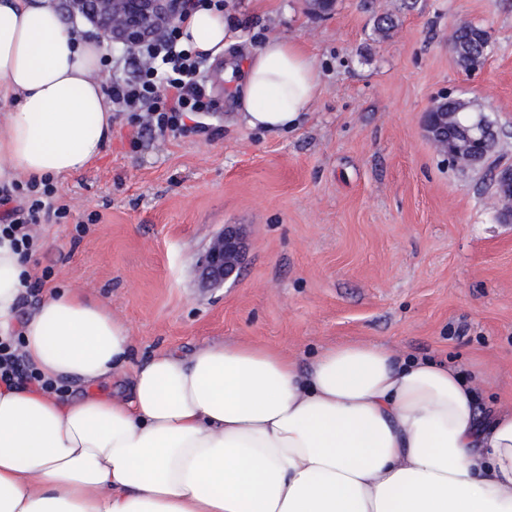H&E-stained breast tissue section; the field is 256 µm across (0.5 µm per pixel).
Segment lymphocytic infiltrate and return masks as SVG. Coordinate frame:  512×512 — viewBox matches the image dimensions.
<instances>
[{
  "instance_id": "1",
  "label": "lymphocytic infiltrate",
  "mask_w": 512,
  "mask_h": 512,
  "mask_svg": "<svg viewBox=\"0 0 512 512\" xmlns=\"http://www.w3.org/2000/svg\"><path fill=\"white\" fill-rule=\"evenodd\" d=\"M177 27H170L163 44L148 43L138 49L143 74L130 80L112 76L107 92L114 111L126 113L133 126L147 125L159 134H187L184 113L209 112L213 103L205 92V59L180 47ZM0 206L8 223L0 224V236L10 240L24 262H31L39 248V228L67 223L71 206L60 201L50 177L15 180L0 184ZM21 331L0 339V384L37 385L53 390L54 384L26 366L18 353Z\"/></svg>"
}]
</instances>
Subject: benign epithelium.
<instances>
[{"instance_id": "obj_1", "label": "benign epithelium", "mask_w": 512, "mask_h": 512, "mask_svg": "<svg viewBox=\"0 0 512 512\" xmlns=\"http://www.w3.org/2000/svg\"><path fill=\"white\" fill-rule=\"evenodd\" d=\"M181 0H62L69 15H82L90 20L109 42L135 49L159 39L174 20ZM435 105L425 113L423 131L438 149L456 166L466 169L481 161L487 141L499 132L482 120L462 128V134L448 129V113ZM495 182L503 200L501 220H512V167L496 171ZM246 255L243 231L230 227L216 235L200 261V282L209 288L224 284L241 266Z\"/></svg>"}]
</instances>
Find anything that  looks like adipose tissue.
<instances>
[{
  "mask_svg": "<svg viewBox=\"0 0 512 512\" xmlns=\"http://www.w3.org/2000/svg\"><path fill=\"white\" fill-rule=\"evenodd\" d=\"M234 42L220 10L180 25L181 45L212 60ZM107 47L57 0H0V177L65 178L102 155ZM240 74L242 120L271 134L298 124L321 83L314 57L279 36ZM23 269L0 238V335ZM131 349L127 325L78 289L48 291L25 319V360L70 390L0 385V512H512V411H479L478 365L344 342L303 369L229 341L157 352L129 395L93 394Z\"/></svg>",
  "mask_w": 512,
  "mask_h": 512,
  "instance_id": "adipose-tissue-1",
  "label": "adipose tissue"
}]
</instances>
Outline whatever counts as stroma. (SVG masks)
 Wrapping results in <instances>:
<instances>
[{
  "instance_id": "obj_1",
  "label": "stroma",
  "mask_w": 512,
  "mask_h": 512,
  "mask_svg": "<svg viewBox=\"0 0 512 512\" xmlns=\"http://www.w3.org/2000/svg\"><path fill=\"white\" fill-rule=\"evenodd\" d=\"M393 15L385 36L378 15ZM242 46L294 40L322 77L299 125L271 135L237 112L226 60L206 64L213 112L185 136L144 132L125 116L97 162L55 179L73 220L43 227L41 266L128 325L129 367L99 393L128 394L154 352L206 343L264 344L307 365L320 349L366 341L396 355L482 358L478 407H512V223L493 167L512 164V0H224ZM465 20L491 51L462 69L448 34ZM471 99L499 132L493 164L462 170L425 137L440 96ZM89 221L83 237L74 224ZM247 255L223 286L202 289L199 262L225 226Z\"/></svg>"
}]
</instances>
